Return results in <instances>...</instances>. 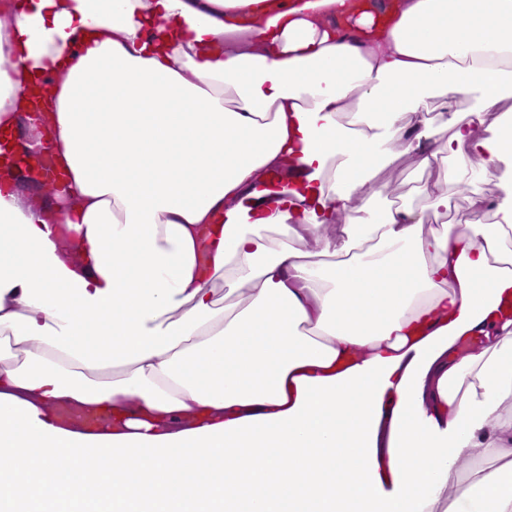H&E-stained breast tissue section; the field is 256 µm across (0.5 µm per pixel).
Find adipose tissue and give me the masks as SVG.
Segmentation results:
<instances>
[{
    "label": "adipose tissue",
    "mask_w": 512,
    "mask_h": 512,
    "mask_svg": "<svg viewBox=\"0 0 512 512\" xmlns=\"http://www.w3.org/2000/svg\"><path fill=\"white\" fill-rule=\"evenodd\" d=\"M511 74L512 0H0V512H512ZM428 179V173L418 171L412 162L399 158L393 162L382 160L373 170L372 183L385 185L388 195L377 200V205L384 207L392 202L417 206L422 202L421 191ZM468 189L467 186L457 182L448 184V216L440 215L434 217L430 215V224H441L451 218L458 211H463L467 206Z\"/></svg>",
    "instance_id": "1"
}]
</instances>
